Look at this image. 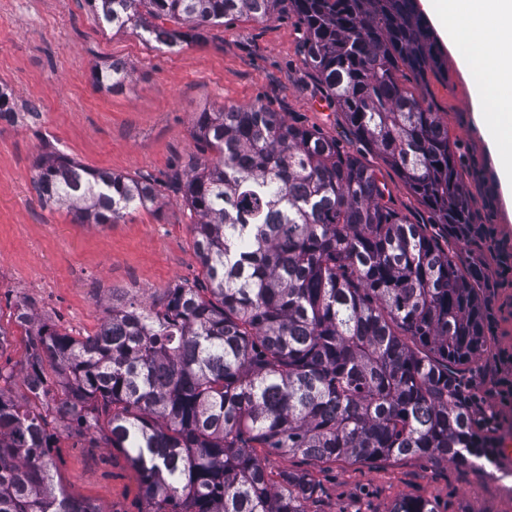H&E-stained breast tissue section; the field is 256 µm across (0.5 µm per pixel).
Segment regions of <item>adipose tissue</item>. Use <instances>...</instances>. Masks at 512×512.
I'll return each instance as SVG.
<instances>
[{
  "instance_id": "adipose-tissue-1",
  "label": "adipose tissue",
  "mask_w": 512,
  "mask_h": 512,
  "mask_svg": "<svg viewBox=\"0 0 512 512\" xmlns=\"http://www.w3.org/2000/svg\"><path fill=\"white\" fill-rule=\"evenodd\" d=\"M483 105L478 121L512 143V0H422Z\"/></svg>"
}]
</instances>
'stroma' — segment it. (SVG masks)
<instances>
[{
	"label": "stroma",
	"mask_w": 512,
	"mask_h": 512,
	"mask_svg": "<svg viewBox=\"0 0 512 512\" xmlns=\"http://www.w3.org/2000/svg\"><path fill=\"white\" fill-rule=\"evenodd\" d=\"M115 59L132 77L109 93L97 88L94 70ZM447 64V77H429L423 95L447 123L465 188L490 226L486 243L455 248L483 266L493 349L476 361L466 390L499 444L512 439V203L492 150L496 133L476 122L457 59ZM1 88L13 114L0 118V326L10 334L0 360L13 365L28 347L17 305L72 336H90L112 302L149 306L176 283L202 282L195 216L166 186L173 171L201 157L192 137L197 113L260 103L344 150L358 148L342 112L325 101L305 58L303 29L285 8L264 22L235 18L207 26L199 39L167 47L99 22L88 0H0ZM49 151L89 170L152 177L162 204L115 224L77 223L67 206L39 199L34 177ZM363 160L380 167L373 153ZM380 169L392 207L440 234L399 175ZM256 454L271 471H301L319 484L307 512H388L402 498L429 501L437 512H512V457L483 470L418 456L323 464L265 448ZM52 459L56 480L72 496L102 512H146L139 473L118 450L64 437Z\"/></svg>",
	"instance_id": "obj_1"
}]
</instances>
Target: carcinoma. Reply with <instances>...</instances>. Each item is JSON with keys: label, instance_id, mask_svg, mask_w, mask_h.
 <instances>
[{"label": "carcinoma", "instance_id": "carcinoma-1", "mask_svg": "<svg viewBox=\"0 0 512 512\" xmlns=\"http://www.w3.org/2000/svg\"><path fill=\"white\" fill-rule=\"evenodd\" d=\"M92 2L98 19L167 47L288 4L357 141L399 173L446 240H482L448 125L422 95L428 74L448 66L416 0ZM129 78L120 60L95 74L109 92ZM193 136L210 157L174 172L169 188L197 217L207 285L178 283L156 305L114 303L80 339L17 307L28 351L18 368L0 365V385L25 394L0 388V512H101L53 482L64 435L120 449L146 512H306L318 484L268 470L257 448L322 463L441 455L497 466L462 388L491 350L478 261L409 223L357 155L261 104L200 112ZM35 182L81 224L159 203L149 176L57 153L42 157ZM389 512L437 510L400 499Z\"/></svg>", "mask_w": 512, "mask_h": 512}]
</instances>
